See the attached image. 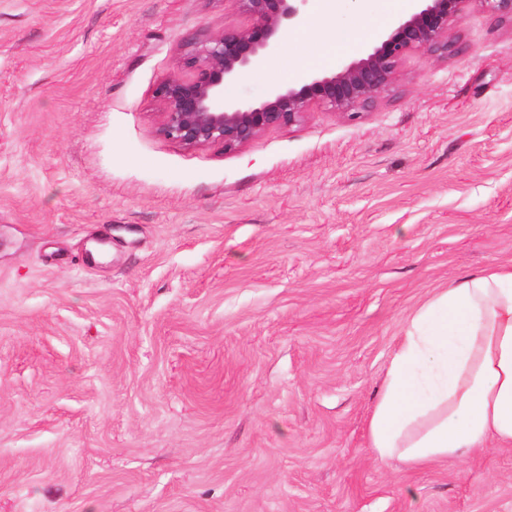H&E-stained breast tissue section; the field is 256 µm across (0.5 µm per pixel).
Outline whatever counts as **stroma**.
Instances as JSON below:
<instances>
[{
  "label": "stroma",
  "mask_w": 512,
  "mask_h": 512,
  "mask_svg": "<svg viewBox=\"0 0 512 512\" xmlns=\"http://www.w3.org/2000/svg\"><path fill=\"white\" fill-rule=\"evenodd\" d=\"M396 17L308 0L234 94ZM246 22L0 0V512H512V449L414 468L368 436L414 309L512 260V25L471 8L458 55L409 54L356 121L166 139L156 83Z\"/></svg>",
  "instance_id": "obj_1"
}]
</instances>
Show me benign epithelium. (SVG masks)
<instances>
[{
  "instance_id": "7a95c632",
  "label": "benign epithelium",
  "mask_w": 512,
  "mask_h": 512,
  "mask_svg": "<svg viewBox=\"0 0 512 512\" xmlns=\"http://www.w3.org/2000/svg\"><path fill=\"white\" fill-rule=\"evenodd\" d=\"M248 18L245 26L189 42L180 72L160 80L154 97L163 108L162 135L187 148L220 144L226 152L246 146L270 129L304 123L322 106L349 120L392 87L401 61L420 51L446 58L457 53L451 27L470 5L512 22V0H414L416 7L393 28L335 69L277 87L259 102L227 94L252 69L279 50L306 0H231Z\"/></svg>"
}]
</instances>
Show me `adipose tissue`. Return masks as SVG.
Masks as SVG:
<instances>
[{
	"instance_id": "1",
	"label": "adipose tissue",
	"mask_w": 512,
	"mask_h": 512,
	"mask_svg": "<svg viewBox=\"0 0 512 512\" xmlns=\"http://www.w3.org/2000/svg\"><path fill=\"white\" fill-rule=\"evenodd\" d=\"M368 430L378 458L415 467L512 447V264L435 289L412 312Z\"/></svg>"
}]
</instances>
